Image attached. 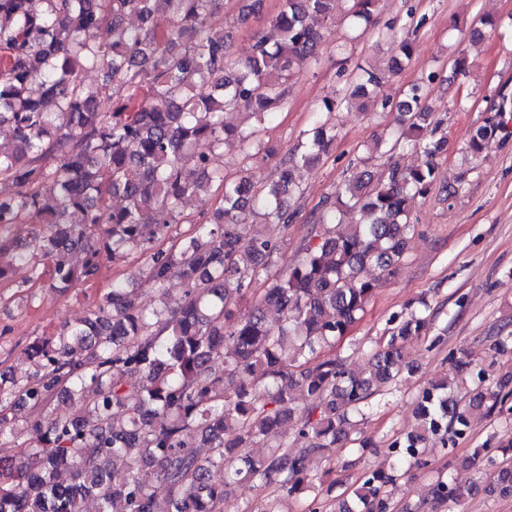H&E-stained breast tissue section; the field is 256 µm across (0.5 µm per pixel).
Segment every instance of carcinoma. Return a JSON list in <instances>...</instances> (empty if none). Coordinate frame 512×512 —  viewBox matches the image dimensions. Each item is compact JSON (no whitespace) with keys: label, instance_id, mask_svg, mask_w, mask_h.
<instances>
[{"label":"carcinoma","instance_id":"1","mask_svg":"<svg viewBox=\"0 0 512 512\" xmlns=\"http://www.w3.org/2000/svg\"><path fill=\"white\" fill-rule=\"evenodd\" d=\"M378 4L280 0L269 31L232 62L231 35L213 28L211 16L228 5L244 22L264 0H0V125L14 133V144L0 148V179L13 186L0 194V283L28 268L64 293L136 252L158 292L155 305L143 307L112 280L76 324L32 340L33 370L0 373V442L18 437L17 411L30 419L20 455L0 456V512H83L90 498L98 512H224L241 482L276 484V512L281 499L316 490L311 463L353 441L350 416L365 415L372 397L414 373L405 346L429 324L414 310L391 315L388 339L365 368L325 354L381 279L398 271L415 231L411 202L434 187L447 151L445 121L432 117L422 85L397 102L385 91L413 53L410 38L397 39L387 67L361 70L324 102L328 113L392 106L397 137H377L355 158V172L313 213L310 238L293 260L266 226L286 231L295 222L296 171L329 156L336 126L315 120L274 178L228 179L221 164L225 143L248 151L259 128L275 122L291 81L319 62L324 33L345 22L366 33ZM108 25L112 41L103 42ZM486 33L512 37V26L482 18L468 36ZM89 69L101 72L99 84L83 82ZM103 97L112 101L105 112ZM230 111L247 126L225 123ZM501 130L486 120L467 154L479 157ZM401 147L421 162L405 167L390 158L380 175L368 170L375 156ZM213 189L220 206L169 248H155L180 223L179 202ZM117 196L125 205H113ZM251 217L258 222L243 239L237 227ZM15 224L28 225V240L13 239ZM172 279L184 285L175 307L165 291ZM260 281L265 287L255 288ZM511 397L512 389L492 384L490 366L464 354L455 378L420 389L413 427L388 445L389 470L362 474L352 495L311 512H391L388 487L403 467L426 466L429 444H455L482 410L512 413ZM59 398L76 412L54 416ZM285 423L304 447L284 441L252 452ZM460 466L512 496V458L499 449L476 448ZM144 469L157 473L163 492L140 479ZM216 470L224 480H213ZM62 471L70 482L58 480ZM477 489L439 480L431 496L452 509Z\"/></svg>","mask_w":512,"mask_h":512}]
</instances>
